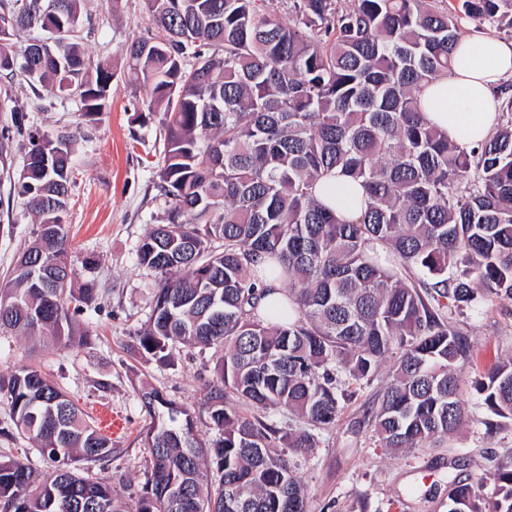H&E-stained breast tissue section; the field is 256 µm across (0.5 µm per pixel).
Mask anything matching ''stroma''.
Masks as SVG:
<instances>
[{
	"label": "stroma",
	"mask_w": 512,
	"mask_h": 512,
	"mask_svg": "<svg viewBox=\"0 0 512 512\" xmlns=\"http://www.w3.org/2000/svg\"><path fill=\"white\" fill-rule=\"evenodd\" d=\"M152 32L144 0L82 2V47L93 59L111 60L114 70L109 107L72 156L74 184L66 216L75 255L94 261L93 271L78 273L82 280L94 278L98 288L97 309L84 315L94 331L90 345L66 348L41 334H0V374L23 363L37 365L90 417L106 411L121 419L123 428L112 437L119 455L89 463L86 474L109 481L126 499L140 489L149 457L142 436L149 417L140 389L160 390L196 414L198 432L209 434V422L199 411L220 356L214 348L180 346L172 364L161 367L133 351V332L146 321L152 296L135 247L161 222L167 204L156 176L164 149L161 115L138 118L146 95L130 81L121 50ZM19 115L28 128L52 133L74 125L78 107L71 99L49 98L20 78L0 76V130ZM26 145L25 138L13 137L0 154V284L33 237L34 227L13 191ZM451 319L471 345L460 367L464 425L438 448L382 452L364 416L389 380L388 367H381L372 382L355 385L335 427L320 434L314 454L294 458L307 491V512H447L451 479L480 480L492 490L497 463L512 461V421L500 420L496 433L487 432L493 414L474 381L512 356V300L495 298Z\"/></svg>",
	"instance_id": "stroma-1"
}]
</instances>
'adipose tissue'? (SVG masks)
Returning <instances> with one entry per match:
<instances>
[{
	"label": "adipose tissue",
	"mask_w": 512,
	"mask_h": 512,
	"mask_svg": "<svg viewBox=\"0 0 512 512\" xmlns=\"http://www.w3.org/2000/svg\"><path fill=\"white\" fill-rule=\"evenodd\" d=\"M512 76V41L495 37L459 41L452 69L424 87L421 99L427 119L446 128L450 139L468 146L488 137L495 125L493 91ZM335 194L317 190V197L346 219L363 209L362 188L344 176L334 179Z\"/></svg>",
	"instance_id": "1"
}]
</instances>
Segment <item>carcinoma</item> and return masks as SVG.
<instances>
[{
  "label": "carcinoma",
  "instance_id": "obj_1",
  "mask_svg": "<svg viewBox=\"0 0 512 512\" xmlns=\"http://www.w3.org/2000/svg\"><path fill=\"white\" fill-rule=\"evenodd\" d=\"M81 2L0 0V57L21 59L0 72L79 105L72 131L40 134L18 117L0 132L28 137L13 192L36 226L0 287V332L65 346L90 342L77 316L97 298L92 280L74 288L72 146L82 120L105 111L114 75L82 50ZM265 2L145 0L155 34L122 49L165 134L168 206L136 245L154 287L136 352L169 365L178 345L221 350L203 403L213 435L142 390L150 458L131 509L82 474L119 449L38 367L20 365L0 376V402L55 470L39 481L24 458L0 456V512H305L288 455H311L315 431L336 425L338 378L369 382L391 358L370 408L380 448H423L462 426L470 343L451 314L512 299V94L500 91L491 135L464 148L427 121L421 93L449 72L461 21L512 31V0H292L287 25ZM32 28L46 38L15 49L11 37ZM338 173L365 193L351 221L315 195ZM270 277L282 299L265 307ZM477 390L512 419V357ZM493 481L489 496L452 481L448 512H512V464Z\"/></svg>",
  "mask_w": 512,
  "mask_h": 512
}]
</instances>
